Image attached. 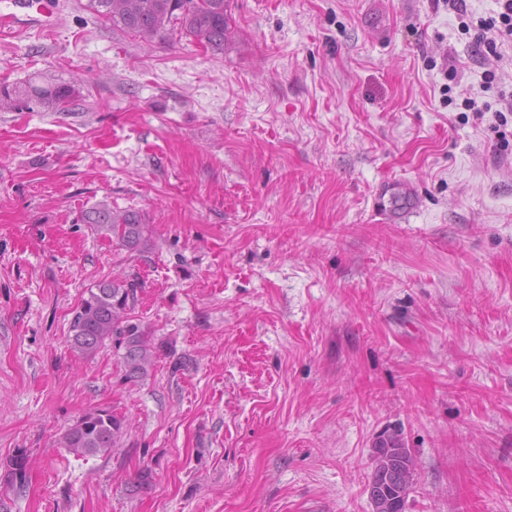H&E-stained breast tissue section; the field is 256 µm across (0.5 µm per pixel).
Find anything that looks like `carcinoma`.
I'll return each instance as SVG.
<instances>
[{
	"label": "carcinoma",
	"instance_id": "carcinoma-1",
	"mask_svg": "<svg viewBox=\"0 0 512 512\" xmlns=\"http://www.w3.org/2000/svg\"><path fill=\"white\" fill-rule=\"evenodd\" d=\"M95 11L112 23L145 42L175 30L214 50H224L232 35L227 14V0H91ZM78 98L69 84L28 82L22 86H0V109L9 110L19 103L35 104L46 110H61ZM84 224H96L109 232L123 246L138 247L143 240L141 215L117 211L98 204L81 215ZM137 284L114 279L97 285L82 299L70 323L69 343L80 355L95 354L111 339L125 349V376L138 378L152 365V353L144 337L127 324L126 311L134 300ZM124 421L103 409L84 412L63 436V446L78 457L108 455L123 433ZM415 468L410 452L401 439L390 435L380 441L373 455L370 484L383 485L388 480V495L371 500L373 512H405L414 484Z\"/></svg>",
	"mask_w": 512,
	"mask_h": 512
}]
</instances>
